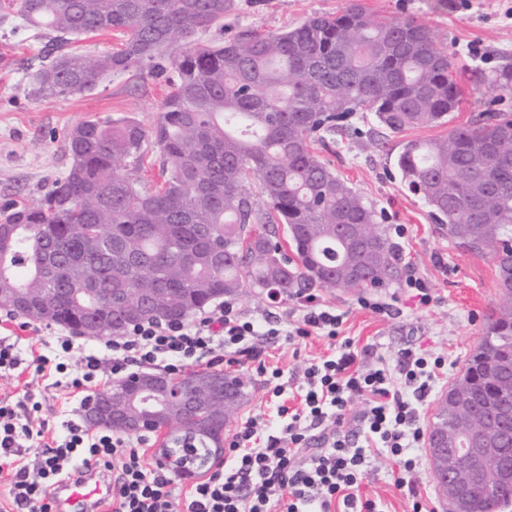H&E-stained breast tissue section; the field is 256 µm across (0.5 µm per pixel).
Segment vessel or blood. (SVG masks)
I'll return each mask as SVG.
<instances>
[{
	"instance_id": "obj_1",
	"label": "vessel or blood",
	"mask_w": 512,
	"mask_h": 512,
	"mask_svg": "<svg viewBox=\"0 0 512 512\" xmlns=\"http://www.w3.org/2000/svg\"><path fill=\"white\" fill-rule=\"evenodd\" d=\"M112 496V487L95 463L84 464L55 491L61 512H104L103 505Z\"/></svg>"
}]
</instances>
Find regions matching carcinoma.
<instances>
[{
    "mask_svg": "<svg viewBox=\"0 0 512 512\" xmlns=\"http://www.w3.org/2000/svg\"><path fill=\"white\" fill-rule=\"evenodd\" d=\"M16 18L51 37L56 54L30 76L39 99L93 91L104 76L158 66L179 46L177 78L149 126L133 117L86 120L65 137L66 176L41 197L4 205L0 308L15 296L48 302L54 323L81 335L90 318L112 336L145 322L184 321L221 298L295 299L313 288L342 293L396 281V254L376 213L317 154L372 116L388 133L446 123L460 104L453 61L415 18L381 17L361 0L338 15L312 14L281 32L246 30L229 42L188 44L224 20L234 0H11ZM117 31L115 50L79 52L88 35ZM512 88V68L489 79ZM163 182L135 177L148 149ZM398 168L448 237L496 259L500 299L481 346L452 391L471 403L463 434L496 430L512 452V117L489 109L448 135L402 145ZM341 224L375 236L356 252ZM285 234L295 257L282 252ZM157 304L128 319L144 296ZM224 424L176 419L161 455L177 475L220 457ZM512 491L473 490L469 512H504Z\"/></svg>",
    "mask_w": 512,
    "mask_h": 512,
    "instance_id": "carcinoma-1",
    "label": "carcinoma"
}]
</instances>
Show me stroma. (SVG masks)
<instances>
[{
    "label": "stroma",
    "mask_w": 512,
    "mask_h": 512,
    "mask_svg": "<svg viewBox=\"0 0 512 512\" xmlns=\"http://www.w3.org/2000/svg\"><path fill=\"white\" fill-rule=\"evenodd\" d=\"M374 12L416 18L428 24L444 40L453 59V77L462 92L459 111L451 113L448 124L409 130L386 136L371 129L362 135L337 138L327 158L349 185L377 210V222L386 236L402 227L403 252L400 263H412L429 284L434 300L419 306L401 282L382 288H364L349 293L318 291L322 303L344 312L339 337L354 347L373 346L386 365H395L404 349L444 356L447 367L422 414L423 426H430L441 399L461 374L467 359L481 344L484 326L499 298L496 262L490 253L473 254L449 238L448 229L435 221L428 206L404 187L397 157L404 142L433 138L450 127L469 122L486 109L512 114V89L501 92L496 102L485 95V82L496 71L512 67V0H363ZM349 0H235L234 11L222 26L197 34L196 42H222L240 32L290 30L310 13L337 14ZM476 45L484 59L468 56L467 45ZM48 39L35 37L18 20L0 22V203L40 197L62 178L72 164L64 148L68 129L87 119L130 116L149 125L156 121L160 105L169 91L164 78L143 66L113 73L92 93L49 100L33 98L27 89L28 75L39 67L50 51ZM373 297L392 307L391 314L361 307L359 300ZM267 365L281 368L285 380L297 383L301 370L312 358L328 354L327 339L311 336L279 337L264 345ZM232 375L248 383V395L238 413L224 428L232 437L247 417L269 412L270 397L251 365L233 367ZM32 391L42 403L33 420L41 438L30 441L24 451L33 462L52 437L70 422L83 423L80 396L56 387L37 375L33 368L22 374L0 376V397H22ZM387 459L374 461L362 491L380 500L385 512H412L413 500H420L425 512H448L440 497L430 466L416 476L417 495L393 485Z\"/></svg>",
    "instance_id": "obj_1"
}]
</instances>
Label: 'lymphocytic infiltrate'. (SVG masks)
I'll list each match as a JSON object with an SVG mask.
<instances>
[{
  "mask_svg": "<svg viewBox=\"0 0 512 512\" xmlns=\"http://www.w3.org/2000/svg\"><path fill=\"white\" fill-rule=\"evenodd\" d=\"M293 335L336 339L344 316L307 294ZM269 317H249L227 302L191 321L144 322L107 337L91 349L61 335L51 353H34L0 340V375L31 362L38 375L80 393L104 376L122 379L134 367H160L171 374L207 365L254 363L269 387L268 417H250L229 441L225 458L207 478L193 483L183 497L160 464L145 462L141 438L127 440L110 430L70 423L33 465L21 463L24 442L34 437L31 417L41 403L31 394L22 400L0 399V473L8 477V512H53L52 493L79 466L95 462L111 473L112 512H382L377 500L362 496L360 484L374 455L395 462L396 487H412L423 464L415 450L424 431L420 410L446 365L441 356L414 350L400 353L394 367L370 363L374 350H338L311 359L303 381L288 390L284 373L263 359L264 341L283 335ZM363 408L359 426L345 427L353 401Z\"/></svg>",
  "mask_w": 512,
  "mask_h": 512,
  "instance_id": "lymphocytic-infiltrate-1",
  "label": "lymphocytic infiltrate"
}]
</instances>
